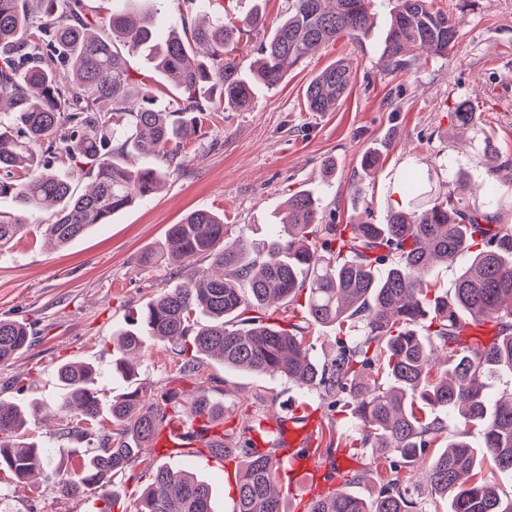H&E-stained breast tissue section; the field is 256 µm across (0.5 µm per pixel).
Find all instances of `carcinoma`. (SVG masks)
Returning <instances> with one entry per match:
<instances>
[{"label": "carcinoma", "mask_w": 512, "mask_h": 512, "mask_svg": "<svg viewBox=\"0 0 512 512\" xmlns=\"http://www.w3.org/2000/svg\"><path fill=\"white\" fill-rule=\"evenodd\" d=\"M142 0H112L101 19L85 12L83 0H0V197L10 196L24 211L50 210L45 233L67 245L137 199L156 194L166 172L127 159L160 155L172 163L211 111L215 90L224 103L250 102L257 84L274 86L315 48L340 38L354 40L370 27L374 0H292L288 15L259 48L252 72L243 75L227 47L240 26H257L262 16L224 15L193 27L190 36L172 32L160 41L146 17L130 12ZM457 40L452 17L434 0H394L383 57L390 73L409 69L415 50L448 56ZM141 53L167 76L182 98L178 112L153 107L151 88L129 73L125 53ZM354 81L353 70L338 61L317 74L306 89L311 112L336 108ZM454 120L476 125L470 103L462 102ZM57 149L70 171L45 164L42 150ZM92 181L82 192L79 183ZM415 195L409 209L392 208L386 223L361 216L351 224H325L313 194L296 192L286 201L283 230L263 248L244 235L229 237L224 220L195 210L168 227L159 251L140 262L204 256L217 271L197 270L150 301L139 327L113 335V367L135 376L132 358L145 337L176 340L184 355L180 373L199 372L197 356L228 368L282 376L300 387L320 391L328 409L345 402L360 422L353 448L371 449L389 476L372 501L347 494H318L305 512H428L419 482L448 498V512H512V496L501 497L496 479L512 474V394L491 401L484 393L487 373L512 377V225L496 224L489 208L496 186L480 197L456 179L444 196L420 191L421 174L405 173ZM23 228L0 215V248ZM461 255L468 265L453 293L434 291L431 269ZM279 304L285 321L268 309ZM300 318L302 323L293 322ZM495 327L486 342L469 340L464 322ZM336 332L338 350L319 366L310 357L308 335L319 328ZM359 332L353 340L345 339ZM30 328L0 319V363L26 351ZM96 372L84 363L57 368L64 389L58 401L64 427L59 438L86 443L75 478L57 482L68 496L94 489L105 504L115 500L116 482L134 479L139 464L150 482L134 512H214L209 484L185 467L156 464L153 448L161 429L177 419L224 413L212 387L196 382L191 400L179 389L146 392L132 387L107 396L95 387ZM457 415L454 437L430 462L420 458ZM254 412L236 447L225 438L191 434L202 446L180 453L239 460L234 480V512H288L277 478L279 438L263 428ZM26 411L0 400V472L18 484L51 467L52 454L23 441ZM480 427L484 447L466 441L468 428ZM419 463L420 481L400 476L401 464Z\"/></svg>", "instance_id": "obj_1"}]
</instances>
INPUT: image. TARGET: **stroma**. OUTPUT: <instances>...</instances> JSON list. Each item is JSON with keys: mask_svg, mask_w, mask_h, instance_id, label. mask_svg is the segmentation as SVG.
I'll use <instances>...</instances> for the list:
<instances>
[{"mask_svg": "<svg viewBox=\"0 0 512 512\" xmlns=\"http://www.w3.org/2000/svg\"><path fill=\"white\" fill-rule=\"evenodd\" d=\"M435 4L457 23L449 57L420 58L405 73L384 71L381 56L392 4L377 0L366 34L318 49L278 85L257 87L246 107L223 104L207 113L161 191L67 247L48 245L42 232L47 213L22 212L11 199L0 198V212L26 225L21 237L0 248V318L25 322L36 334L31 348L0 364V398L40 405L28 419L25 438L54 449L53 468L60 476H72L73 452L58 441L62 419L50 410L62 393L59 365H92L98 388L110 395L127 391L135 381L158 390L177 374V345L151 344L135 380H128L112 366V335L127 328L162 289L208 267L200 257L153 268L139 263L142 253L163 246L168 226L187 213L221 215L259 246L278 232L276 214L288 196L308 190L318 198L324 222L348 224L366 211L372 223L381 224L390 208L408 204L402 178L415 169L429 176L428 187L436 194L447 193L459 171L473 186L496 181L499 221L512 224V0H475L474 9L466 11L458 9L457 0ZM290 5V0H213L214 15L228 11L242 18L257 8L264 13V25L245 28L231 48L242 73H249L260 45ZM198 19L189 0H159L154 13L162 37L184 32ZM341 58L355 72L348 92L335 111H308V83ZM463 101L472 104L490 152L457 149L451 114ZM373 153L380 165L365 169L364 159ZM329 164L334 173L328 177ZM200 363L224 405L222 430H237L243 415L258 410L285 417L300 402L318 418L327 410L316 391L284 378L227 369L207 356ZM357 434L354 420L342 411L318 429V447L337 443L349 473L358 475L352 481L349 474H336L321 488L369 501L384 475L368 455L350 457L342 446V439ZM99 505L92 491L70 497L46 487L42 477L17 484L9 473H0V512H96Z\"/></svg>", "mask_w": 512, "mask_h": 512, "instance_id": "1", "label": "stroma"}]
</instances>
